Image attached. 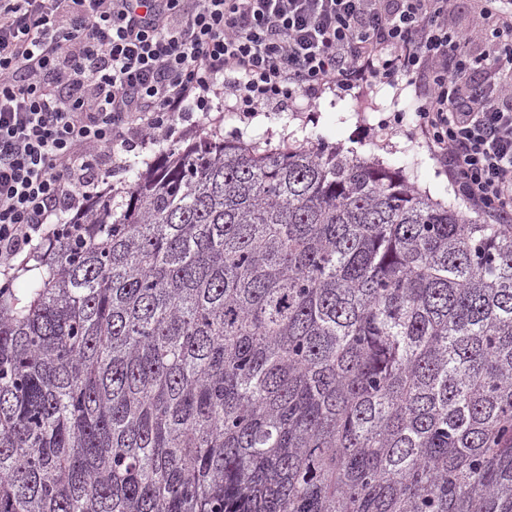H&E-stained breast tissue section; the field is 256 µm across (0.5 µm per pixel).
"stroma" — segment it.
<instances>
[{
    "label": "stroma",
    "instance_id": "35a3bbf8",
    "mask_svg": "<svg viewBox=\"0 0 512 512\" xmlns=\"http://www.w3.org/2000/svg\"><path fill=\"white\" fill-rule=\"evenodd\" d=\"M423 92V86L401 77L389 85L363 84L348 94L328 91L313 105L303 97L285 107L271 104L246 121L229 111L211 112L210 119L247 142L276 147L320 136L359 156L377 157L386 166L404 169L432 199L453 206L472 222L486 223V216L459 194L413 131Z\"/></svg>",
    "mask_w": 512,
    "mask_h": 512
}]
</instances>
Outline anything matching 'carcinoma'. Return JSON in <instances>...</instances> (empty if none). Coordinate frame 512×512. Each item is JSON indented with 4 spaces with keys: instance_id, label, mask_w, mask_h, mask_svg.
Returning a JSON list of instances; mask_svg holds the SVG:
<instances>
[{
    "instance_id": "carcinoma-1",
    "label": "carcinoma",
    "mask_w": 512,
    "mask_h": 512,
    "mask_svg": "<svg viewBox=\"0 0 512 512\" xmlns=\"http://www.w3.org/2000/svg\"><path fill=\"white\" fill-rule=\"evenodd\" d=\"M0 289V512H512V224L206 132Z\"/></svg>"
}]
</instances>
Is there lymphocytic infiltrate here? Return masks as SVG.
<instances>
[{"mask_svg": "<svg viewBox=\"0 0 512 512\" xmlns=\"http://www.w3.org/2000/svg\"><path fill=\"white\" fill-rule=\"evenodd\" d=\"M0 0V288L94 183L92 161L160 143L233 98H319L402 75L416 130L478 210L512 222V0ZM481 81H473V73Z\"/></svg>", "mask_w": 512, "mask_h": 512, "instance_id": "obj_1", "label": "lymphocytic infiltrate"}]
</instances>
